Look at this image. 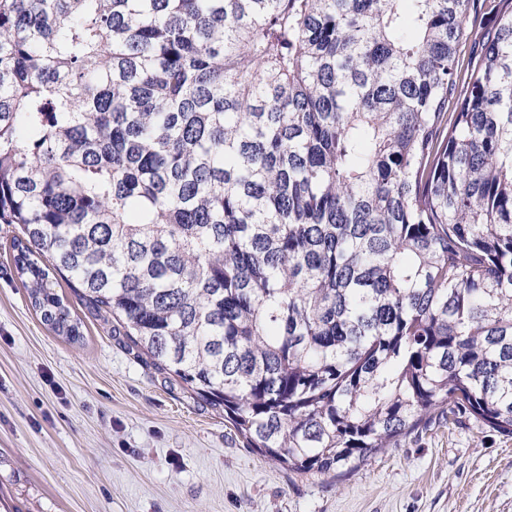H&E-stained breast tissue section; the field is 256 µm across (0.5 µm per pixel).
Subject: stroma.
Returning a JSON list of instances; mask_svg holds the SVG:
<instances>
[{"mask_svg":"<svg viewBox=\"0 0 512 512\" xmlns=\"http://www.w3.org/2000/svg\"><path fill=\"white\" fill-rule=\"evenodd\" d=\"M0 224V512H512V437L433 417L345 475L297 474L57 286L31 305Z\"/></svg>","mask_w":512,"mask_h":512,"instance_id":"obj_1","label":"stroma"}]
</instances>
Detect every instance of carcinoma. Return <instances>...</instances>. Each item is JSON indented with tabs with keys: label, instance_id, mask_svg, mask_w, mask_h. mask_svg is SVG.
Returning a JSON list of instances; mask_svg holds the SVG:
<instances>
[{
	"label": "carcinoma",
	"instance_id": "cac0c4a2",
	"mask_svg": "<svg viewBox=\"0 0 512 512\" xmlns=\"http://www.w3.org/2000/svg\"><path fill=\"white\" fill-rule=\"evenodd\" d=\"M0 0V224L246 447L512 437V0ZM467 90L455 102L460 81Z\"/></svg>",
	"mask_w": 512,
	"mask_h": 512
}]
</instances>
